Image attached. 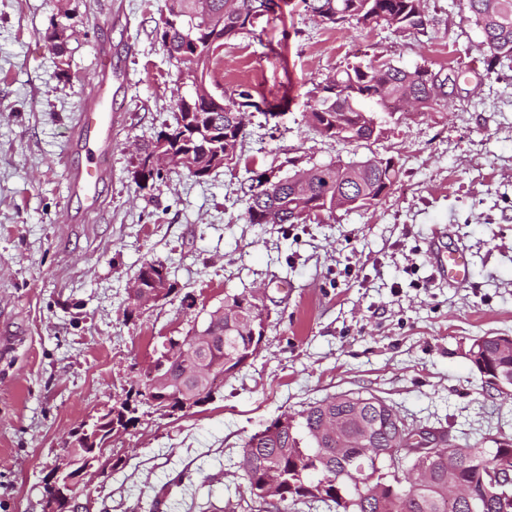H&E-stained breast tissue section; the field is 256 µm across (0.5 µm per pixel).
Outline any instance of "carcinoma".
<instances>
[{"mask_svg":"<svg viewBox=\"0 0 512 512\" xmlns=\"http://www.w3.org/2000/svg\"><path fill=\"white\" fill-rule=\"evenodd\" d=\"M425 0H303L304 9L327 24L352 21L364 28L387 25L422 32L428 19ZM277 0H164L156 35L171 61L195 56V69L185 72L194 93L175 102L182 122L173 132L172 150L187 155L173 169L205 181L234 163L248 138L239 116L248 108L274 114L288 93L274 101L253 100L246 85L216 94L211 65L224 44L254 33V20L278 16ZM459 10L482 35L479 49L487 68L512 61V0H459ZM451 67L429 65L407 69L374 54L347 65L319 85L309 112L314 131L329 139L368 142L374 128L370 116L389 118L406 111L428 112L448 105ZM399 169L391 158L338 160L293 174L272 177L270 190L254 193L268 178L256 172L241 184L243 216L249 224H305L311 216L332 215L336 193L356 202L354 210L379 203L396 183ZM268 314L250 293H227L223 305L210 312L211 342L205 358L214 367L205 399L224 378L244 368L255 356L253 337L263 336ZM470 363L497 389L488 374H499L512 386V341L481 336L468 351ZM150 372L112 404V435L135 425L132 397H144ZM271 421L244 442L238 467L246 479L250 501L260 512H292L299 504L322 503L336 512H512V483L503 489L490 474L512 475V438L492 440L493 447L443 444L425 458L404 452L409 425L394 407L375 395L341 393L308 404L294 423L274 429Z\"/></svg>","mask_w":512,"mask_h":512,"instance_id":"obj_1","label":"carcinoma"}]
</instances>
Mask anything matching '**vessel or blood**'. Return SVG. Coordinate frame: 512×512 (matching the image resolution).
Segmentation results:
<instances>
[{"label":"vessel or blood","mask_w":512,"mask_h":512,"mask_svg":"<svg viewBox=\"0 0 512 512\" xmlns=\"http://www.w3.org/2000/svg\"><path fill=\"white\" fill-rule=\"evenodd\" d=\"M76 141L86 152L87 165L68 170L73 189L80 192L86 202L87 212L99 207V183L104 174L103 158L112 142V110L108 103V90L94 86L84 109L76 120ZM431 264L442 277L455 281L467 278V261L462 253L436 246L430 250Z\"/></svg>","instance_id":"b4317fda"}]
</instances>
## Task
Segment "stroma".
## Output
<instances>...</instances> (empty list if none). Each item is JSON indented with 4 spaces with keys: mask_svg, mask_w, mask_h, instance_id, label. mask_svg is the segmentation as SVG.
<instances>
[{
    "mask_svg": "<svg viewBox=\"0 0 512 512\" xmlns=\"http://www.w3.org/2000/svg\"><path fill=\"white\" fill-rule=\"evenodd\" d=\"M162 0H0V512H42L46 466L71 431L112 405L169 336L225 294L256 290L269 319L256 356L205 405L168 416L139 406L90 480L91 512H244L245 439L283 413L344 392L374 394L453 443L512 437V400L485 388L473 339L512 336V68L486 70L480 31L457 0H425L426 32L320 23L301 0L224 45L220 87L268 98L239 160L201 182L168 170L139 187L137 150L190 96L155 33ZM64 24L55 50L46 35ZM462 69L447 111L399 113L362 145L307 123L317 86L354 57ZM112 69L110 176L86 214L67 163L75 119ZM391 157L401 174L367 209L304 224H249L248 170L283 177L340 159ZM465 253L466 284L436 278L433 242ZM160 261L174 284L136 308L129 286ZM192 296L193 308L182 299Z\"/></svg>",
    "mask_w": 512,
    "mask_h": 512,
    "instance_id": "1",
    "label": "stroma"
}]
</instances>
